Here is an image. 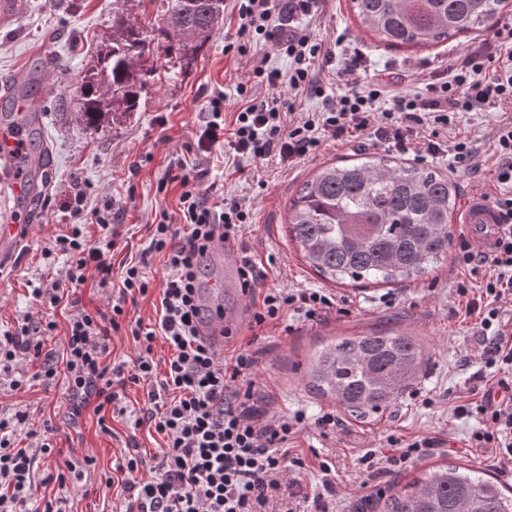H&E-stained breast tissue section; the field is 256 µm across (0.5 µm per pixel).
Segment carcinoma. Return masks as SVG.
<instances>
[{"mask_svg":"<svg viewBox=\"0 0 512 512\" xmlns=\"http://www.w3.org/2000/svg\"><path fill=\"white\" fill-rule=\"evenodd\" d=\"M112 11V35L98 64L82 79L80 120L136 111L141 92L160 70L181 69L218 29L223 0H164L159 34L169 40L165 64L151 56L153 39L127 15L136 0ZM364 28L395 48H428L480 29L504 0H350ZM458 184L430 167L394 164L392 157L325 165L304 181L288 207V238L310 267L331 280L391 282L425 275L448 256ZM429 361L415 335L393 331L341 336L311 371L312 388L354 419L388 409L421 379ZM382 512H512V496L473 466L442 465L405 484Z\"/></svg>","mask_w":512,"mask_h":512,"instance_id":"obj_1","label":"carcinoma"}]
</instances>
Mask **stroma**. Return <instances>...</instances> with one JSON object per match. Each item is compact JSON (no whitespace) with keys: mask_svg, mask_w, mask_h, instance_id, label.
<instances>
[{"mask_svg":"<svg viewBox=\"0 0 512 512\" xmlns=\"http://www.w3.org/2000/svg\"><path fill=\"white\" fill-rule=\"evenodd\" d=\"M236 23L233 0H224L220 27L190 67L162 76L143 93L138 111L104 122L96 130L79 121V87L112 31V0H21L16 17L0 25V83L29 71L41 73L29 94L46 108L43 138L32 150L44 155L35 175L47 185L44 195L34 202L39 221L23 233L15 256L0 263V327H14L32 311V288L47 277L64 274L65 257L45 256L44 249L65 229L64 207L71 194L85 191L92 206L105 195L125 204L121 233L126 245L115 249L112 259L113 264H120L126 256H142L148 237L146 224L159 208L176 210L178 189H170L162 197L156 185L170 160L183 154L204 170L203 185H215L251 205L253 222L240 233L239 245L266 273L258 291L311 288L347 301L344 309H330L310 321L287 315L266 329L256 346V370L272 408L304 416L303 428L294 441L295 453L307 463L301 476L302 512H357L363 498L386 494L396 482L410 481L449 463L480 468L501 486L512 488V465L498 464L493 449L471 445L482 427L480 418L455 413L456 406L471 400L470 390L477 384L475 366L464 363L478 348L474 321L466 316L454 292L457 282L473 279L470 267L459 263L452 253L426 276L361 288L319 276L288 239V200L315 169L326 163H349L363 154H389L387 144L372 137L354 145L325 141L292 166L272 158L259 170L246 160L234 169L212 161L209 154L186 152L206 117L209 96L216 91L234 95L238 82L246 77L247 61L224 51L225 39L234 35ZM298 25L331 52L317 63L324 82L336 81L346 54L354 49L363 57L359 81L394 70L405 76L397 86L401 92L421 88L430 73L453 68L467 52L494 37L489 30L430 48H388L359 26L349 0H322L319 15L299 20ZM50 57L57 61L51 70L45 66ZM371 328L404 329L424 342L430 360L418 392L405 394L377 421L360 423L345 417L336 429L322 431L319 418L335 412L337 406L309 387L306 370L310 359L336 337ZM67 407L66 384L61 380L47 387L18 390L0 385V413L27 412L35 429L43 421H52L58 427L54 444L59 453L75 448L96 458V471L90 477L63 489L38 487L37 496L67 497L71 512H115L121 496L103 484L115 459L132 441L154 453L159 439L147 428H135L133 414L108 418L110 431L105 434L92 408L73 416ZM417 437L436 438L439 446L369 476L366 457L381 460L396 455L391 439ZM59 453L40 461V468L60 463ZM324 460L333 465L327 477L319 470ZM327 479L333 481L335 491L325 489Z\"/></svg>","mask_w":512,"mask_h":512,"instance_id":"stroma-1","label":"stroma"}]
</instances>
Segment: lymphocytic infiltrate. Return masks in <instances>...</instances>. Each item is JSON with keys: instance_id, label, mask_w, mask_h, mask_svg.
Wrapping results in <instances>:
<instances>
[{"instance_id": "lymphocytic-infiltrate-1", "label": "lymphocytic infiltrate", "mask_w": 512, "mask_h": 512, "mask_svg": "<svg viewBox=\"0 0 512 512\" xmlns=\"http://www.w3.org/2000/svg\"><path fill=\"white\" fill-rule=\"evenodd\" d=\"M238 26L227 50L244 56L256 36L268 35L273 48L285 54L287 70L267 67L253 60L247 81L238 83L235 98L215 93L207 101L208 119L201 126L196 147L204 152L222 150L234 160L252 162L272 157L290 164L315 151L323 141L357 142L364 135L386 143L415 158L452 155L455 162L477 170L480 152L475 140L449 139L448 128L468 112L512 107V23L503 24L492 44L468 54L451 73L433 75L414 92H394L402 75L389 72L358 83V60L342 70L343 89L331 92L318 79L315 61L323 45L302 29L272 33L274 18L286 13L312 17L320 0H235ZM269 93L255 100L253 84ZM318 96L323 107L316 112H297L302 98ZM387 108H380L382 99ZM177 185L178 211L161 209L148 226L145 251L163 259V286L157 298L154 323L131 317L124 305L147 296L150 282L145 262L130 259L113 267V251L121 236L123 210L112 199L88 206L84 191L75 192L66 204L70 224L54 237L52 251L68 262L66 280H52L33 288L38 305L53 310L73 306L63 334V354L46 352L48 336L58 332L50 318L23 317L14 328L0 332V377L13 388L28 382L52 384L64 375L67 401L73 412L93 404L102 416L121 400V390L144 388V402L137 424L154 429L162 444L152 459L142 457L136 445H128L115 470L126 503L125 512H297L287 488L299 485L303 458L292 455L290 444L300 431L301 415H267L259 404L265 400L263 383L252 350L236 348L224 353L221 343L233 335L201 330L207 309L201 299L202 265L216 247L235 248L253 212L238 198L225 197L214 188H202L196 166L180 159L171 163L157 185L166 193ZM504 224L491 256L475 252L461 241L465 263L482 267L474 286L458 284V295L476 318L478 345L487 383L479 403L460 405V414L476 411L489 429L477 433L478 447L498 449L512 459V330L502 317L512 304V195L492 196ZM96 225L88 236V225ZM101 286L116 284L117 302L92 311L80 308L76 295L88 274ZM264 273L251 260L239 269L244 294H259L251 328L266 329L287 312L314 319L332 308L333 300L317 290L295 292L270 288L257 293ZM131 337L136 355L129 365H111L107 358L115 336ZM169 350L164 365L152 357L155 342ZM30 363L33 373H17L18 362ZM27 412L0 415V512H67L65 497L36 498L37 484L66 487L76 470L91 471L92 456H70L62 466L37 475L39 458L55 454V427L28 426Z\"/></svg>"}]
</instances>
